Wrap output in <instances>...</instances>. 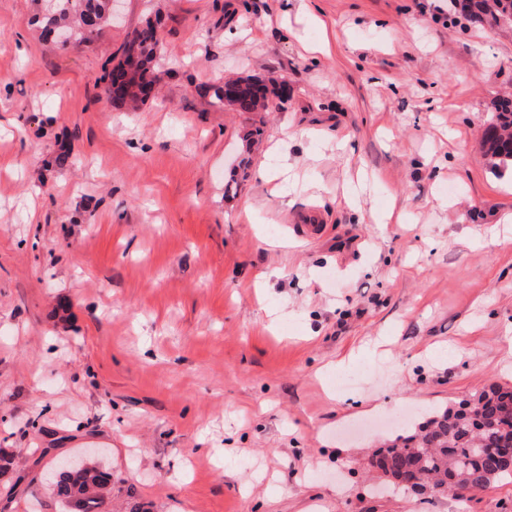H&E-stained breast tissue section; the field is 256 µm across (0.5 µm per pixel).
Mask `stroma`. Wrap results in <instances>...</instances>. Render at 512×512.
I'll list each match as a JSON object with an SVG mask.
<instances>
[{
    "label": "stroma",
    "instance_id": "35a3bbf8",
    "mask_svg": "<svg viewBox=\"0 0 512 512\" xmlns=\"http://www.w3.org/2000/svg\"><path fill=\"white\" fill-rule=\"evenodd\" d=\"M39 8L0 0V512H64L43 473L92 443L103 512H512V482L379 497L369 469L395 423L512 386V177L481 144L512 30L448 0H123L62 50ZM148 18L131 112L104 69ZM239 76L288 92L237 112Z\"/></svg>",
    "mask_w": 512,
    "mask_h": 512
}]
</instances>
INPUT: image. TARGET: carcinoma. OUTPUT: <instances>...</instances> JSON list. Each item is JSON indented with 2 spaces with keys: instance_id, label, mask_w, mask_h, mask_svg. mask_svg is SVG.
Instances as JSON below:
<instances>
[{
  "instance_id": "obj_1",
  "label": "carcinoma",
  "mask_w": 512,
  "mask_h": 512,
  "mask_svg": "<svg viewBox=\"0 0 512 512\" xmlns=\"http://www.w3.org/2000/svg\"><path fill=\"white\" fill-rule=\"evenodd\" d=\"M110 0H56L52 11L38 12L34 21L49 34L55 27L68 29L74 42L89 41L111 22ZM460 13L477 21L512 17V0H456ZM160 39L147 21L124 47L122 60L132 72L116 105L134 103L147 95L145 75L154 74ZM220 103L238 112H265L268 90L252 78L224 83ZM491 168L512 171V98L501 99L483 133ZM492 448H512V388L491 384L454 407L437 411L413 429L385 441L375 451L377 468L388 486L407 489L429 483L444 484L454 494L475 493L502 480L512 479V465L503 464ZM55 494L75 512H101L112 494V474L87 455L82 464L55 477Z\"/></svg>"
}]
</instances>
